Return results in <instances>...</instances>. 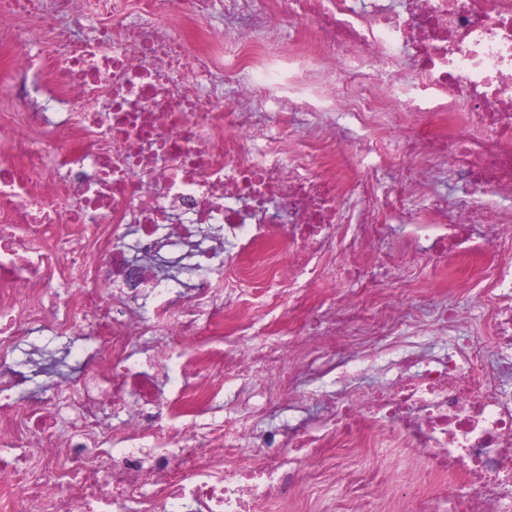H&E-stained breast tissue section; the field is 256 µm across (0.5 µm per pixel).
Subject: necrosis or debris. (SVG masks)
I'll use <instances>...</instances> for the list:
<instances>
[{
  "label": "necrosis or debris",
  "mask_w": 512,
  "mask_h": 512,
  "mask_svg": "<svg viewBox=\"0 0 512 512\" xmlns=\"http://www.w3.org/2000/svg\"><path fill=\"white\" fill-rule=\"evenodd\" d=\"M257 2L0 0L10 69L48 94L0 113V512H312L316 476L274 452L335 447L408 455L411 495L373 464L347 512H512V392L469 369L492 347L512 371V0ZM303 22L299 52L282 32ZM69 25L92 35L40 56ZM346 198L350 258L314 303ZM394 222L422 249L378 255ZM422 252L451 289L478 259L491 338L382 359L381 337L465 320L362 277ZM77 352L72 387L16 403L25 365ZM368 370L386 381L356 386ZM312 403L326 426L283 420Z\"/></svg>",
  "instance_id": "4bbe7bcc"
}]
</instances>
